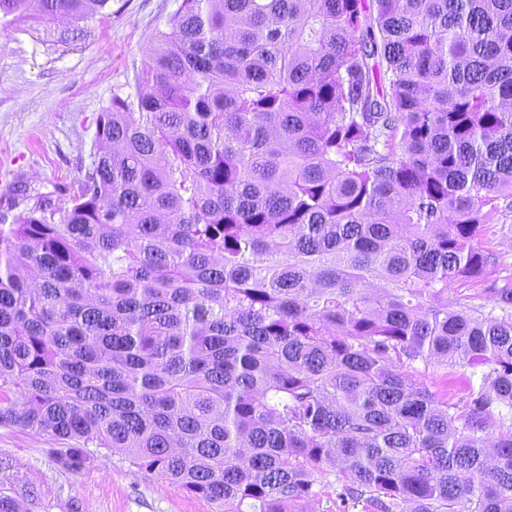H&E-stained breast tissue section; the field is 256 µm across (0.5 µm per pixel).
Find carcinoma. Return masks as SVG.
I'll return each instance as SVG.
<instances>
[{"instance_id": "carcinoma-1", "label": "carcinoma", "mask_w": 512, "mask_h": 512, "mask_svg": "<svg viewBox=\"0 0 512 512\" xmlns=\"http://www.w3.org/2000/svg\"><path fill=\"white\" fill-rule=\"evenodd\" d=\"M13 191L0 426L217 512L320 479L344 512H512V280L499 315L459 294L512 209V0H182L84 175ZM417 363L481 370L463 411ZM38 499L0 481V512Z\"/></svg>"}]
</instances>
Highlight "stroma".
<instances>
[{"label": "stroma", "mask_w": 512, "mask_h": 512, "mask_svg": "<svg viewBox=\"0 0 512 512\" xmlns=\"http://www.w3.org/2000/svg\"><path fill=\"white\" fill-rule=\"evenodd\" d=\"M182 0H110L87 22L7 25L0 20V207L23 182L48 191L87 170L100 112L113 94L131 91L157 31ZM477 244L493 263L474 292L512 278V210L483 225ZM54 441L0 427V457L43 493L49 512H215L213 504L169 482L133 475L124 454L105 452L84 469H66Z\"/></svg>", "instance_id": "obj_1"}]
</instances>
